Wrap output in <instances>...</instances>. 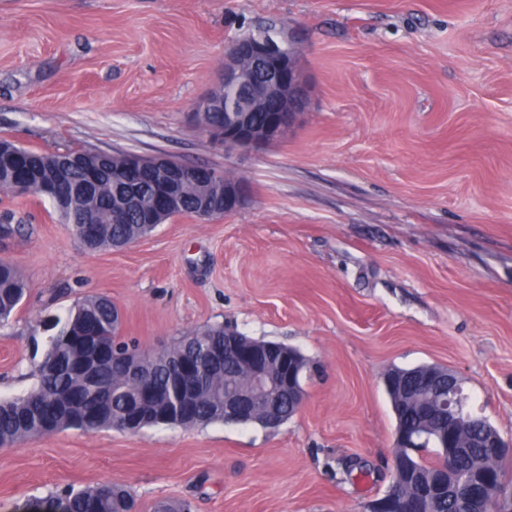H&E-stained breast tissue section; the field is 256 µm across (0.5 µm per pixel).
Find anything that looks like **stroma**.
Returning a JSON list of instances; mask_svg holds the SVG:
<instances>
[{"instance_id": "1", "label": "stroma", "mask_w": 512, "mask_h": 512, "mask_svg": "<svg viewBox=\"0 0 512 512\" xmlns=\"http://www.w3.org/2000/svg\"><path fill=\"white\" fill-rule=\"evenodd\" d=\"M293 32L304 112L257 149L192 119L246 30ZM230 171L233 214L91 252L52 204L0 195L27 290L0 331V397L36 381L45 322L92 294L157 351L224 324L306 355L276 429L65 430L0 447V512L128 486L139 512H368L390 484L392 367L437 365L512 440V0H0V139Z\"/></svg>"}]
</instances>
